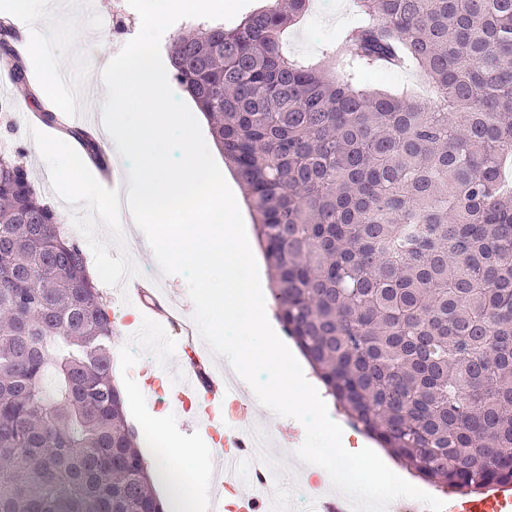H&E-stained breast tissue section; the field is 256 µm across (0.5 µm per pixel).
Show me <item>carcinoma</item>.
Masks as SVG:
<instances>
[{"instance_id": "1", "label": "carcinoma", "mask_w": 512, "mask_h": 512, "mask_svg": "<svg viewBox=\"0 0 512 512\" xmlns=\"http://www.w3.org/2000/svg\"><path fill=\"white\" fill-rule=\"evenodd\" d=\"M319 63L281 34L307 0L170 47L256 215L277 316L348 423L416 476L512 484V0H355ZM0 59L27 64L0 19ZM416 65L431 103L362 90ZM91 157L92 135L71 130ZM83 250L0 150V512H164L112 379Z\"/></svg>"}]
</instances>
